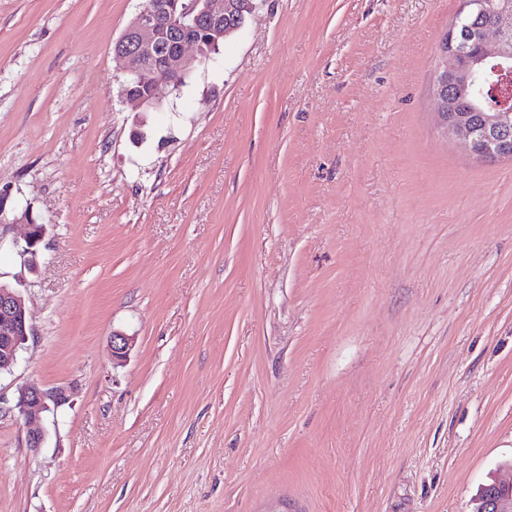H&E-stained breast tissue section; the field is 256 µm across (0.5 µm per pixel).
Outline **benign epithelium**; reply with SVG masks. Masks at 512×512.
Instances as JSON below:
<instances>
[{"instance_id":"benign-epithelium-1","label":"benign epithelium","mask_w":512,"mask_h":512,"mask_svg":"<svg viewBox=\"0 0 512 512\" xmlns=\"http://www.w3.org/2000/svg\"><path fill=\"white\" fill-rule=\"evenodd\" d=\"M261 0H148L113 45L121 63L119 97L138 109L157 108L165 91L179 88L178 78L210 57L206 46L238 31ZM456 21L435 53L431 105L444 135L481 159L512 158V112L477 111L471 88L479 75L512 82V3L509 0H461ZM26 231L20 251L24 264H36L47 228L29 211L22 213ZM31 335L20 288L0 282V373L9 372ZM132 338L112 336V360L122 362ZM65 387L31 384L18 391L15 408L27 427L29 448L42 447L44 415L70 403ZM470 512H512V478L483 488Z\"/></svg>"}]
</instances>
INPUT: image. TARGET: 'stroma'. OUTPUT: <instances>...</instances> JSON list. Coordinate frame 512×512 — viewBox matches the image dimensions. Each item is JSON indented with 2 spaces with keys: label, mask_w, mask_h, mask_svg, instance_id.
I'll return each instance as SVG.
<instances>
[{
  "label": "stroma",
  "mask_w": 512,
  "mask_h": 512,
  "mask_svg": "<svg viewBox=\"0 0 512 512\" xmlns=\"http://www.w3.org/2000/svg\"><path fill=\"white\" fill-rule=\"evenodd\" d=\"M145 0H0V512H470L512 462V159L443 137L460 0H266L152 112ZM133 339L113 364L111 337ZM71 402L31 450L19 387ZM21 218L25 221L26 231L20 254L23 256L24 265L33 266L36 264L39 245L45 238L47 228L45 224L37 223L27 209L22 213ZM31 335L20 288L0 281V374L11 371Z\"/></svg>",
  "instance_id": "stroma-1"
}]
</instances>
